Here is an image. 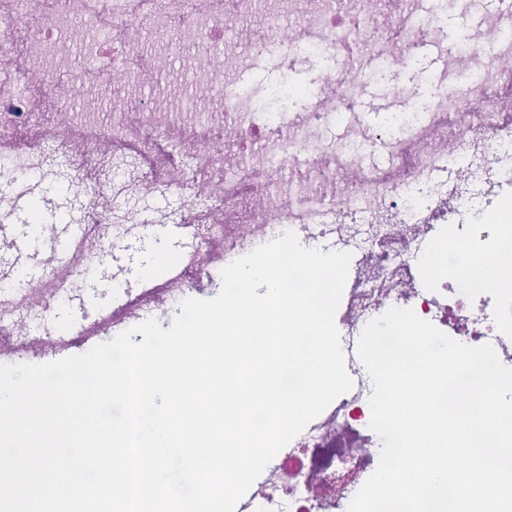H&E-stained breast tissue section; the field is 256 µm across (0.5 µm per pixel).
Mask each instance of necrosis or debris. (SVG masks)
Instances as JSON below:
<instances>
[{
    "label": "necrosis or debris",
    "mask_w": 512,
    "mask_h": 512,
    "mask_svg": "<svg viewBox=\"0 0 512 512\" xmlns=\"http://www.w3.org/2000/svg\"><path fill=\"white\" fill-rule=\"evenodd\" d=\"M277 5L303 25L287 35L269 20L249 54L226 59L213 42L262 0H0V176L36 185L55 172L63 191L54 210L82 225L93 264L140 224H193L201 256L219 245L244 256L274 229L356 255L335 314L354 387L235 506L347 512L380 461L373 385L353 350L371 320L413 309L445 334L492 344L512 368V289L493 287L477 267L446 286L435 259L438 243L469 223L466 201L493 203L512 185V72L482 54L492 41L512 59V13H484L468 35L472 86L373 128L352 110L357 54L382 59L383 80L407 101L399 76L441 37V11L396 18L385 0ZM78 49L88 66H74ZM293 54L318 62V87L299 93L280 80L239 91L261 57ZM176 63L187 76L173 84ZM338 126L342 141L320 138ZM375 140L384 163L347 149ZM452 155L462 171L454 180L445 176ZM47 310L42 288H0V338L28 339Z\"/></svg>",
    "instance_id": "4bbe7bcc"
}]
</instances>
